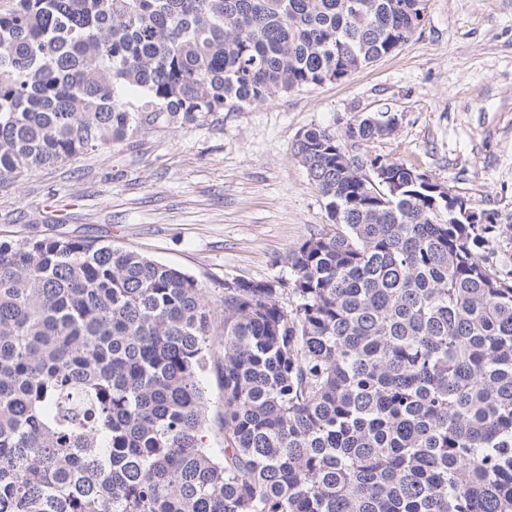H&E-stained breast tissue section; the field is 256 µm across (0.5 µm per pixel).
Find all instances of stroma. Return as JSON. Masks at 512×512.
<instances>
[{"mask_svg": "<svg viewBox=\"0 0 512 512\" xmlns=\"http://www.w3.org/2000/svg\"><path fill=\"white\" fill-rule=\"evenodd\" d=\"M390 111L369 151L412 165L474 210L512 212V0H429L398 51L348 78L238 112L160 120L110 150L0 189V242L97 239L193 276L221 315L226 283L293 279L287 254L328 230L325 202L292 155L313 127ZM209 447L224 445L217 366L202 378Z\"/></svg>", "mask_w": 512, "mask_h": 512, "instance_id": "35a3bbf8", "label": "stroma"}]
</instances>
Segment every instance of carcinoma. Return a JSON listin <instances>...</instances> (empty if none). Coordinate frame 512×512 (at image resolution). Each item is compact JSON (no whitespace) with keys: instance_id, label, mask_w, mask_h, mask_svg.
<instances>
[{"instance_id":"cac0c4a2","label":"carcinoma","mask_w":512,"mask_h":512,"mask_svg":"<svg viewBox=\"0 0 512 512\" xmlns=\"http://www.w3.org/2000/svg\"><path fill=\"white\" fill-rule=\"evenodd\" d=\"M423 0H15L0 12V187L162 115L349 77ZM141 91L137 106L120 91ZM304 131L331 228L291 288L224 289V447L203 435L214 314L182 271L98 240L0 242V512H512V224ZM288 293L295 306L277 300Z\"/></svg>"}]
</instances>
